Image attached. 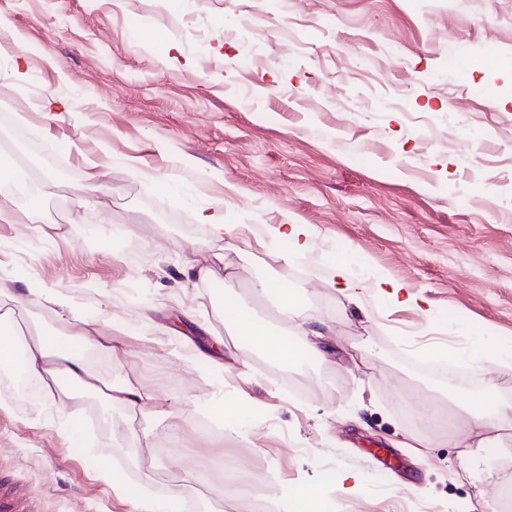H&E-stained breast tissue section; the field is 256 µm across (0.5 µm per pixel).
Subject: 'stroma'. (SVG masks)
I'll return each mask as SVG.
<instances>
[{
    "label": "stroma",
    "instance_id": "stroma-1",
    "mask_svg": "<svg viewBox=\"0 0 512 512\" xmlns=\"http://www.w3.org/2000/svg\"><path fill=\"white\" fill-rule=\"evenodd\" d=\"M1 86L15 95L0 98V163L23 167L29 136L68 174L36 180L44 234L0 222V295L64 297L21 316L59 336L93 323L117 355L89 363L154 398L133 416L67 383L27 399L0 387L5 491L37 512H130L109 469L158 496L189 490L194 512H252L281 485L333 492L335 512H488L512 452L464 458L457 443L467 404L512 391V362L453 387L427 367L478 335L512 345V0H0ZM92 164L102 189L75 224ZM215 202L220 241L199 221ZM283 224L305 226L301 254ZM339 252L351 279L391 278L420 305L350 296ZM231 294L246 305L233 335ZM304 315L327 361L251 349L252 327ZM228 462L244 476L230 488Z\"/></svg>",
    "mask_w": 512,
    "mask_h": 512
}]
</instances>
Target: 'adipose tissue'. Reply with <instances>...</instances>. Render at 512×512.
<instances>
[{
	"label": "adipose tissue",
	"instance_id": "obj_1",
	"mask_svg": "<svg viewBox=\"0 0 512 512\" xmlns=\"http://www.w3.org/2000/svg\"><path fill=\"white\" fill-rule=\"evenodd\" d=\"M27 296L12 294L0 306V366L21 361L28 378L34 379L45 394H54L61 382H69L95 394L104 405L120 403L132 412H140L151 402L129 376L102 378L85 359L89 348H100L96 329L82 325L70 330L66 340L58 341L40 330L22 325L15 316V306L25 305ZM102 477L121 494L131 512H182L184 492L166 498L152 497L146 485H131L120 476L103 472Z\"/></svg>",
	"mask_w": 512,
	"mask_h": 512
}]
</instances>
